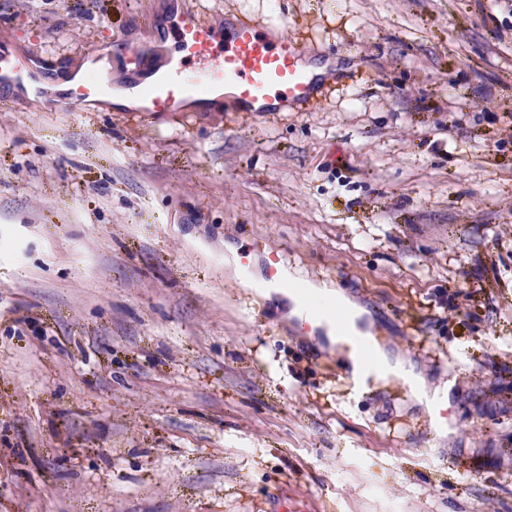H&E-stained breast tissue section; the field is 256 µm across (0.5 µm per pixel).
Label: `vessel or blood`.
Wrapping results in <instances>:
<instances>
[{"instance_id":"vessel-or-blood-1","label":"vessel or blood","mask_w":512,"mask_h":512,"mask_svg":"<svg viewBox=\"0 0 512 512\" xmlns=\"http://www.w3.org/2000/svg\"><path fill=\"white\" fill-rule=\"evenodd\" d=\"M168 28L174 40L173 67L154 76L143 111L179 113L189 95L218 90L250 112H278L308 103L315 95L316 85L301 67L296 41L272 36L258 22L239 19L227 28L184 6ZM88 52L99 66L71 88L69 100L75 106L93 101L112 82L111 52L96 45ZM286 271L284 262L270 260L264 280L253 284V291L279 286Z\"/></svg>"}]
</instances>
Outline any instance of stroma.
<instances>
[{
    "label": "stroma",
    "mask_w": 512,
    "mask_h": 512,
    "mask_svg": "<svg viewBox=\"0 0 512 512\" xmlns=\"http://www.w3.org/2000/svg\"><path fill=\"white\" fill-rule=\"evenodd\" d=\"M172 0H0L46 84ZM294 39L285 112L65 109L0 87V512H512V0H191ZM263 242L264 254L254 253ZM279 255L390 378L253 297ZM308 288H311V295L317 299V305L321 312L331 316L332 307L335 305L339 310L349 313L351 315L349 320L351 322V332L357 334L358 337H363L361 332L355 328L353 323L355 315L353 314V310L351 309L348 300L342 294L332 288L329 284L309 286Z\"/></svg>",
    "instance_id": "obj_1"
}]
</instances>
